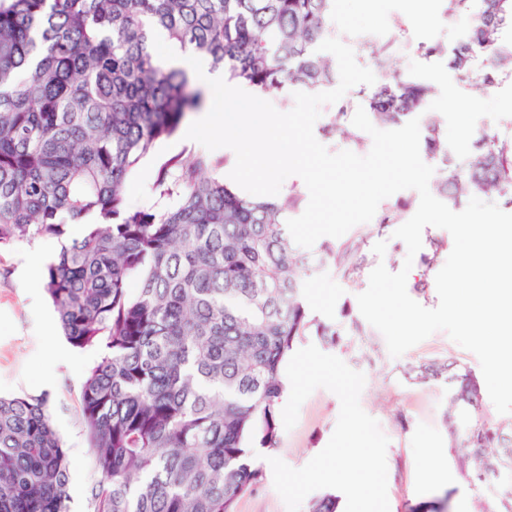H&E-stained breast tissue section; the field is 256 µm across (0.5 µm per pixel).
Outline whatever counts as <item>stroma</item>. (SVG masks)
I'll list each match as a JSON object with an SVG mask.
<instances>
[{
  "instance_id": "35a3bbf8",
  "label": "stroma",
  "mask_w": 512,
  "mask_h": 512,
  "mask_svg": "<svg viewBox=\"0 0 512 512\" xmlns=\"http://www.w3.org/2000/svg\"><path fill=\"white\" fill-rule=\"evenodd\" d=\"M404 5L405 0H377L369 11L363 0H338L334 22L343 28L380 33L391 18H403L407 33L391 65L403 72L419 73L432 85L431 108L444 118L449 148L468 150L470 140L486 131L512 139V77H499L491 86H476L460 80L446 59L423 57L417 51L419 43L441 41L454 46L460 39V25L446 20L439 10L427 20L407 16ZM193 147V141L180 133L159 142L129 177L127 203L149 204L159 166ZM361 230L364 244L358 274L344 280L334 270L326 269L309 280L310 315L336 325L341 333L339 344H329L312 334L303 342L337 356L364 374L361 407L379 422L389 439V512H412L421 503L437 500L446 501L449 512H480L488 503L512 498V485L492 478L475 485L461 470L460 448L445 421L447 380H421L412 373L415 366L453 359L480 383L484 377L477 357L443 331L433 333L402 356L391 357L382 334L363 318L357 296L367 288L372 270L382 264L390 272H398L408 255L405 243L393 236L394 225L370 221L362 224ZM380 241L387 244L381 257L373 250ZM50 245V240L42 239L35 245L20 243L0 249V395L47 396L52 420L70 454L72 512H89L95 470L80 419L82 381L76 378L75 369L89 367L99 353L76 349L63 338L56 350L47 347L46 336L57 321L44 293L35 251ZM452 248L448 231L424 228L422 247L412 257L407 292L425 308H435L439 303L435 278ZM339 413L338 397L327 389H316L301 405L295 426L281 430L276 457L296 469L306 465L327 445ZM430 446L439 448L441 454L428 462L423 450Z\"/></svg>"
}]
</instances>
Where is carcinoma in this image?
Returning <instances> with one entry per match:
<instances>
[{
	"label": "carcinoma",
	"instance_id": "cac0c4a2",
	"mask_svg": "<svg viewBox=\"0 0 512 512\" xmlns=\"http://www.w3.org/2000/svg\"><path fill=\"white\" fill-rule=\"evenodd\" d=\"M337 0H0V247L62 238L88 215L83 236L46 264L43 287L63 336L100 357L81 387V418L98 480L92 512H234L262 477L255 456L280 439L284 367L309 332L336 344L339 329L310 318L312 268L352 278L363 235L341 244H295L286 222L302 201L246 196L224 180L226 159L202 150L160 165L154 200L129 207L128 177L188 114L203 91L184 68L163 69L152 34L204 57L228 80L262 92L320 90L336 80L317 51L338 36ZM446 18L472 21L448 57L462 80L489 85L512 75V0H442ZM402 31L365 40L376 81L340 105L326 130L358 105L369 119L401 127L421 120L436 189L459 205L496 192L512 207V140L485 132L455 155L433 88L389 69ZM409 203L379 223L405 220ZM139 285L134 295L127 285ZM462 406L450 426L480 484L484 457L512 477L509 424L483 422ZM69 451L44 395L0 396V512H72ZM310 512H339L327 493Z\"/></svg>",
	"mask_w": 512,
	"mask_h": 512
}]
</instances>
